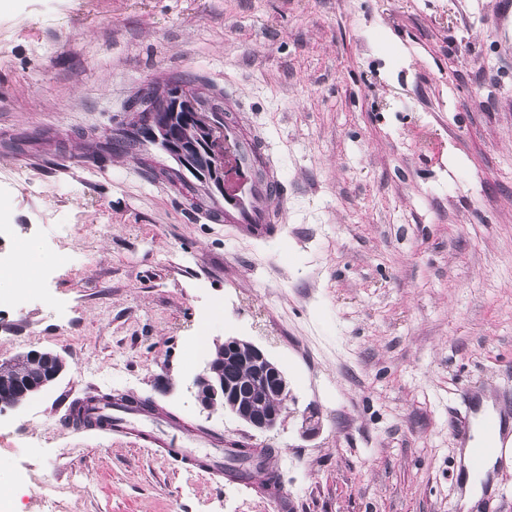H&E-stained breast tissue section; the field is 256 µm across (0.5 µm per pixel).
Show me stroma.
Segmentation results:
<instances>
[{
	"label": "stroma",
	"instance_id": "1",
	"mask_svg": "<svg viewBox=\"0 0 512 512\" xmlns=\"http://www.w3.org/2000/svg\"><path fill=\"white\" fill-rule=\"evenodd\" d=\"M497 0H0V364L66 360L0 412L20 512H461L448 410L512 391V26ZM239 98L288 188L281 235L191 206L157 147L102 152L143 85ZM263 348L288 411L257 433L189 387L198 332ZM172 383L156 390L159 377ZM152 399L190 433L271 449L287 504L64 420ZM319 429L303 436L308 409ZM24 262L0 267V294L4 290L17 288L33 289L37 285L35 268L48 259L43 255L39 244L34 240L25 243ZM41 356H43L44 360L43 368L36 374L28 376L25 379L19 381L17 384H15V386H13L12 389L9 387H4L1 382V396L4 395L5 389L6 392L16 390L18 392H21L23 394V397H32L43 392L44 390L55 384L58 380H60L66 371V362L59 353L52 351L47 352L45 350H31L29 352L19 354L18 359L22 361L26 359V357L39 358Z\"/></svg>",
	"mask_w": 512,
	"mask_h": 512
}]
</instances>
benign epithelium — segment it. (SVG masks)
<instances>
[{
  "instance_id": "obj_1",
  "label": "benign epithelium",
  "mask_w": 512,
  "mask_h": 512,
  "mask_svg": "<svg viewBox=\"0 0 512 512\" xmlns=\"http://www.w3.org/2000/svg\"><path fill=\"white\" fill-rule=\"evenodd\" d=\"M153 116L144 123L141 136L158 146L181 172L189 169L212 193L224 194V125L199 93L186 88L162 95L149 108ZM43 358V368L15 386L0 384V394L16 390L35 396L62 378L64 358L57 352L31 350L19 360ZM289 381L281 367L259 346L236 336L214 343L204 367L192 380L197 405L233 416L250 429L264 433L282 421L288 401Z\"/></svg>"
}]
</instances>
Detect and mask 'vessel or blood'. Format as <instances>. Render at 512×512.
I'll return each instance as SVG.
<instances>
[{
	"mask_svg": "<svg viewBox=\"0 0 512 512\" xmlns=\"http://www.w3.org/2000/svg\"><path fill=\"white\" fill-rule=\"evenodd\" d=\"M224 109L231 119L224 122V221L238 235L261 240L277 236L284 221L288 197L277 165L266 152L262 135L249 128L236 96L225 94ZM461 408L450 416L451 434L467 451V467L483 471L494 453L492 444L476 441L473 430L507 437L512 435V394L500 395L493 406H485L482 393L474 387L460 394ZM82 417L104 419L105 431L125 436L134 432L153 435L176 456L198 458L200 467L221 470L222 447L202 443L174 427L158 424L152 414L121 404L107 407L86 402Z\"/></svg>",
	"mask_w": 512,
	"mask_h": 512,
	"instance_id": "vessel-or-blood-1",
	"label": "vessel or blood"
}]
</instances>
